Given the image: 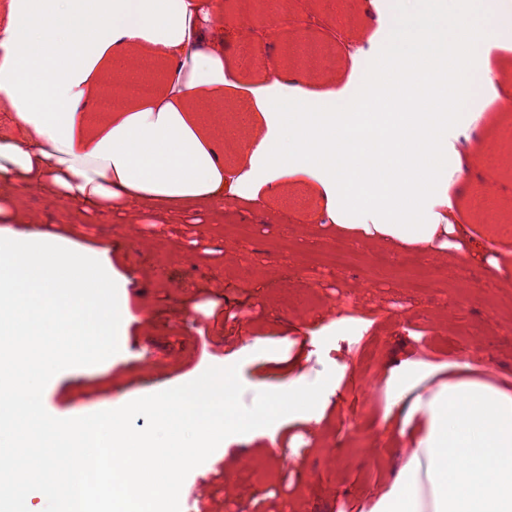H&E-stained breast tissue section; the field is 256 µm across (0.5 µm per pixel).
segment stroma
<instances>
[{"label": "stroma", "mask_w": 512, "mask_h": 512, "mask_svg": "<svg viewBox=\"0 0 512 512\" xmlns=\"http://www.w3.org/2000/svg\"><path fill=\"white\" fill-rule=\"evenodd\" d=\"M313 15L321 23L311 36L334 64L323 74L302 72L305 88L361 83L371 56L362 40L376 27L360 0H282L266 23L290 43ZM228 56L238 83L224 100L230 126L251 111L261 76L282 61L257 29ZM467 80L458 106L471 123L457 143L480 169L466 177L467 190L489 189L512 225V158L485 162L498 129L512 125V111L502 107L512 94V48L493 50L487 68H474ZM25 208L30 233L50 226L64 244L111 265L130 310L116 354L49 381L43 405L52 416L116 409L211 366L237 365L247 407L258 392L329 377L332 393L313 413L229 436L188 474L183 494L206 487L195 512H368L391 478L399 426L414 398L409 392L392 403L386 387L404 362L438 364L443 379L447 365L462 361L491 381L512 375V280L492 264L512 255V232L483 223L470 206L448 237L466 258L426 254L414 267L403 265L404 250L337 238L320 198L302 183L286 184L248 210L225 200L220 224L193 211L171 224L140 214L132 240L118 214L77 223L73 200L48 209L34 192ZM339 242L347 251L342 266L330 257ZM283 453L296 461L285 473Z\"/></svg>", "instance_id": "obj_1"}]
</instances>
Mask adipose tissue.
I'll return each mask as SVG.
<instances>
[{
    "instance_id": "adipose-tissue-1",
    "label": "adipose tissue",
    "mask_w": 512,
    "mask_h": 512,
    "mask_svg": "<svg viewBox=\"0 0 512 512\" xmlns=\"http://www.w3.org/2000/svg\"><path fill=\"white\" fill-rule=\"evenodd\" d=\"M192 0H0V215L23 224L24 196L76 199L82 213L184 208L224 215L225 198L256 200L284 180L318 190L337 232L390 247L436 252L464 189L445 167L467 120L448 92H468L458 72L428 69L512 43V0H390L374 21L379 80L322 92L344 98L317 109L298 73L274 72L257 105L264 132L243 170L227 176L221 112L230 80L224 50L193 52L212 22ZM167 77L98 112L105 78ZM403 422L393 480L369 512H512V380L452 373L423 387Z\"/></svg>"
}]
</instances>
